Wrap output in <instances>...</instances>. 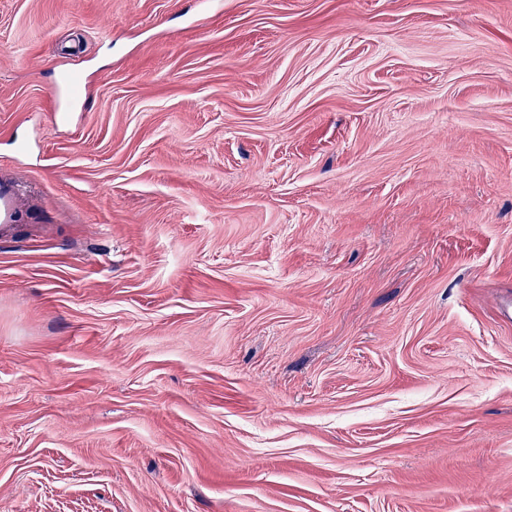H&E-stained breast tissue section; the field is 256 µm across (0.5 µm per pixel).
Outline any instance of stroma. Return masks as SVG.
I'll return each instance as SVG.
<instances>
[{
    "mask_svg": "<svg viewBox=\"0 0 512 512\" xmlns=\"http://www.w3.org/2000/svg\"><path fill=\"white\" fill-rule=\"evenodd\" d=\"M0 172V512H512V0H0ZM24 182L17 173L0 176V231L7 234L14 230L24 211L28 209L29 198L22 192Z\"/></svg>",
    "mask_w": 512,
    "mask_h": 512,
    "instance_id": "35a3bbf8",
    "label": "stroma"
}]
</instances>
